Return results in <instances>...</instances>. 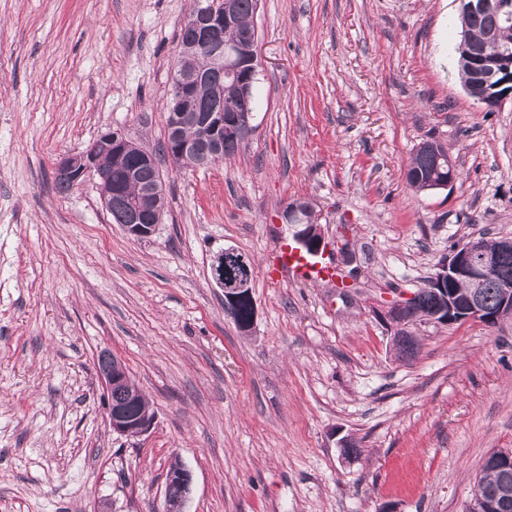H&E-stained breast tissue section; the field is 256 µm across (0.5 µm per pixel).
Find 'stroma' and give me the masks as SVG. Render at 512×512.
<instances>
[{"mask_svg": "<svg viewBox=\"0 0 512 512\" xmlns=\"http://www.w3.org/2000/svg\"><path fill=\"white\" fill-rule=\"evenodd\" d=\"M196 3L0 0V512H160L174 464L186 512H465L512 448V319L418 325L401 359L376 312L512 235V101L467 93L458 0H258L254 135L207 168L158 155L167 207L136 239L54 164L108 129L164 141ZM426 139L453 188L409 189ZM293 201L346 238L347 286L267 278ZM227 246L253 264L246 334L211 273ZM104 351L154 413L141 436L109 426Z\"/></svg>", "mask_w": 512, "mask_h": 512, "instance_id": "1", "label": "stroma"}]
</instances>
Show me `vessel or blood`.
I'll use <instances>...</instances> for the list:
<instances>
[{
	"instance_id": "b4317fda",
	"label": "vessel or blood",
	"mask_w": 512,
	"mask_h": 512,
	"mask_svg": "<svg viewBox=\"0 0 512 512\" xmlns=\"http://www.w3.org/2000/svg\"><path fill=\"white\" fill-rule=\"evenodd\" d=\"M268 275L273 279L290 277L301 282L332 283L336 280L337 269L328 256L303 251L284 236L278 241Z\"/></svg>"
}]
</instances>
